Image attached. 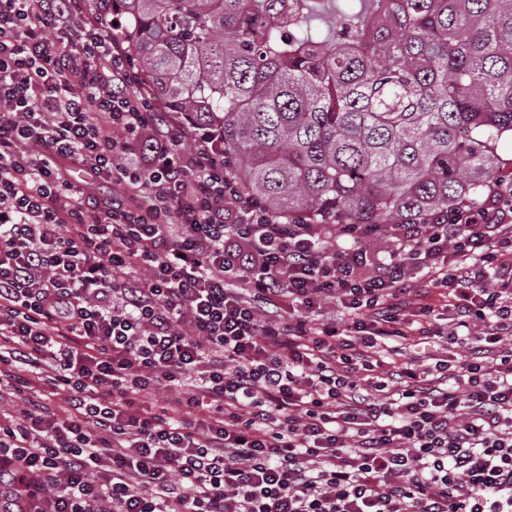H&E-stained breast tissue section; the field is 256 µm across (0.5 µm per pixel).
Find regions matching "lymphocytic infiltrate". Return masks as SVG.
<instances>
[{"mask_svg":"<svg viewBox=\"0 0 512 512\" xmlns=\"http://www.w3.org/2000/svg\"><path fill=\"white\" fill-rule=\"evenodd\" d=\"M155 101L84 0H0V512H512V182L281 221ZM410 275L413 277V280H415V284L418 286V288H430L434 293L433 297L436 300H439V313H443L437 318H441V320H433V323L439 324H446V322H450L455 316L454 311L451 306H448L446 308L445 304H451L452 302H448L449 297L448 294L445 293L446 291L442 288H435L433 286H430L427 279H424L421 277V273H419V269L413 268L410 271ZM439 293H442V295H439ZM447 301V302H446Z\"/></svg>","mask_w":512,"mask_h":512,"instance_id":"1","label":"lymphocytic infiltrate"}]
</instances>
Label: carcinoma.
Instances as JSON below:
<instances>
[{"instance_id": "cac0c4a2", "label": "carcinoma", "mask_w": 512, "mask_h": 512, "mask_svg": "<svg viewBox=\"0 0 512 512\" xmlns=\"http://www.w3.org/2000/svg\"><path fill=\"white\" fill-rule=\"evenodd\" d=\"M169 112L274 217L407 224L475 201L512 137V0H102Z\"/></svg>"}]
</instances>
